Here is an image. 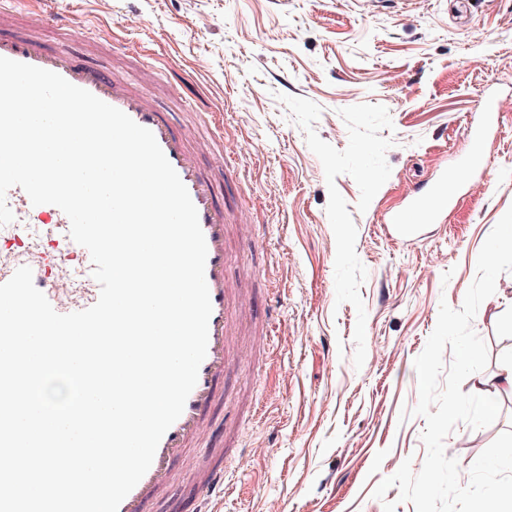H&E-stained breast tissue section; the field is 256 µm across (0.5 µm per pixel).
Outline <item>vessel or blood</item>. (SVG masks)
Here are the masks:
<instances>
[{"instance_id":"vessel-or-blood-1","label":"vessel or blood","mask_w":512,"mask_h":512,"mask_svg":"<svg viewBox=\"0 0 512 512\" xmlns=\"http://www.w3.org/2000/svg\"><path fill=\"white\" fill-rule=\"evenodd\" d=\"M12 13V0H0V57L55 72L149 129L197 209L207 245L205 278L212 304L206 356L181 416L162 437L150 468L122 500L118 512H148L149 506L167 491L175 458L198 442L205 443L208 451L199 466L191 507L192 512H212L214 495L224 490V435L210 423L209 414L224 383L231 312L252 304L246 296L230 297L225 280V227L248 223L249 215L222 210L215 201L216 176L224 171V128L217 124L208 127L209 142L189 146L169 112L145 89L133 87L106 64L80 59L67 45L53 50L46 46L39 35L41 29L72 27L71 18L58 12L56 0H40L37 10L27 16L28 30L24 33L4 31L5 21ZM451 188L447 180H440L414 198L407 213L394 216V223L405 227L404 239H411L415 228L435 222L447 210ZM6 199L14 220L0 232L21 240L22 245L17 249L0 248V284L7 282L17 268L27 266L33 272L35 286L58 313L94 305L100 295V286L92 276L94 265L87 249L72 240L70 221L64 212L51 204L32 205L18 186L9 189ZM46 240L50 241L51 250H44L42 243ZM50 267L55 270L51 277L46 274Z\"/></svg>"}]
</instances>
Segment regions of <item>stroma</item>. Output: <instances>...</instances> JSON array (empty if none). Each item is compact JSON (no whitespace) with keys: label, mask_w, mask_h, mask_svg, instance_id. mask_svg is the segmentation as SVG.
<instances>
[{"label":"stroma","mask_w":512,"mask_h":512,"mask_svg":"<svg viewBox=\"0 0 512 512\" xmlns=\"http://www.w3.org/2000/svg\"><path fill=\"white\" fill-rule=\"evenodd\" d=\"M109 59L159 78L151 93L186 138L213 113L235 133L216 201L253 214L231 228L226 276L253 296L237 344L263 327L265 348L224 373L213 420L224 428L229 489L215 512H415L398 488L373 491L403 462L420 471L426 421L415 358L441 303L458 309L487 236L512 207V108L480 160L487 186H460L441 222L401 243L390 218L471 156L495 95L512 87V0H57ZM143 19L132 28L130 16ZM472 327L489 362L463 392L512 362V272ZM409 417H402V410ZM512 430L457 424L461 482ZM177 459L171 512L195 489Z\"/></svg>","instance_id":"stroma-1"}]
</instances>
